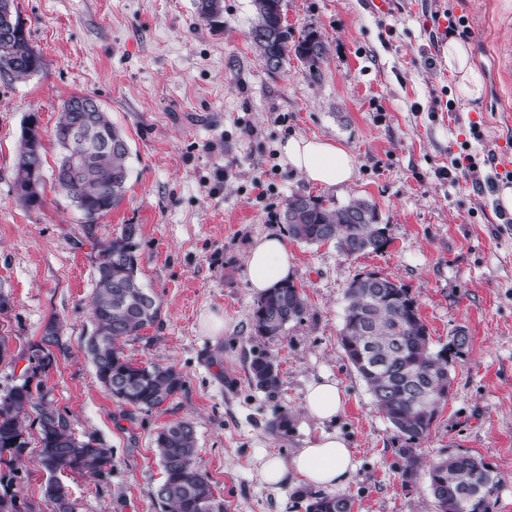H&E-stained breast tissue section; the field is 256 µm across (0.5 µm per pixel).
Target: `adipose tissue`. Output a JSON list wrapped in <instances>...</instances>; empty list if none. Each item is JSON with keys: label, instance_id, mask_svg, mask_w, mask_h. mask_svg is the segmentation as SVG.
<instances>
[{"label": "adipose tissue", "instance_id": "ef3b65f1", "mask_svg": "<svg viewBox=\"0 0 512 512\" xmlns=\"http://www.w3.org/2000/svg\"><path fill=\"white\" fill-rule=\"evenodd\" d=\"M444 62L456 76L459 92L467 99H480L485 82L480 68L471 59L466 41L449 38L443 49ZM288 165L311 183L343 187L353 182L357 161L354 154L339 144L317 138L290 137L281 145ZM293 256L284 236L270 233L255 239L245 262L246 280L255 293H262L291 274ZM344 392L335 380H322L308 386L303 409L320 421L338 417L344 409ZM355 469L354 451L335 432H324L309 439L288 460L271 457L261 468L263 480L280 484L293 477L307 486L324 491L337 490L350 479Z\"/></svg>", "mask_w": 512, "mask_h": 512}]
</instances>
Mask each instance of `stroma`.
I'll list each match as a JSON object with an SVG mask.
<instances>
[{"instance_id":"obj_1","label":"stroma","mask_w":512,"mask_h":512,"mask_svg":"<svg viewBox=\"0 0 512 512\" xmlns=\"http://www.w3.org/2000/svg\"><path fill=\"white\" fill-rule=\"evenodd\" d=\"M15 7L45 67L23 82L0 81V292L11 301L0 335L17 354L57 321L65 350L44 379L46 399L76 435L112 450L105 478L63 475L75 512H161L154 439L177 419L193 422L200 465L224 512H305L310 488L268 485L259 468L324 431L355 450V472L341 489L354 512H435L427 476L404 483L401 442L339 343L344 292L369 271L409 288L434 346L457 329L468 333V348L452 362L448 400L418 453L427 465L450 450L482 455L502 476L493 512H512V214L492 200L500 184L512 185V168L500 166L512 117L498 80L499 61L512 50V0H397L388 15L372 12L368 0H284L289 27L330 42L317 83L295 61L266 70L246 38L251 0H224L218 28L199 18L195 0ZM444 15L453 33L438 31ZM452 35L469 43L484 72L481 100L462 97L443 62ZM73 94L95 96L130 149L122 202L90 227L54 178L51 136ZM32 120L46 140L37 209L13 188L21 132ZM290 136L344 145L356 157V180L341 188L307 182L280 151ZM465 159L472 168L462 167ZM299 192L372 201L390 242L359 257L289 242L291 279L307 310L285 337L268 339L252 327L245 259L257 237L287 234L283 204ZM125 224L140 227L141 282L160 313L124 353L141 365H172L184 380L162 411L113 402L82 349L96 248ZM209 312L223 315V336L201 330ZM259 352L280 368L271 396L248 380ZM325 375L344 387L346 402L340 416L320 423L302 400ZM281 413L290 415L289 429L271 432ZM25 437L28 453L16 479L0 480V493L18 490L52 512L37 425L28 424Z\"/></svg>"}]
</instances>
